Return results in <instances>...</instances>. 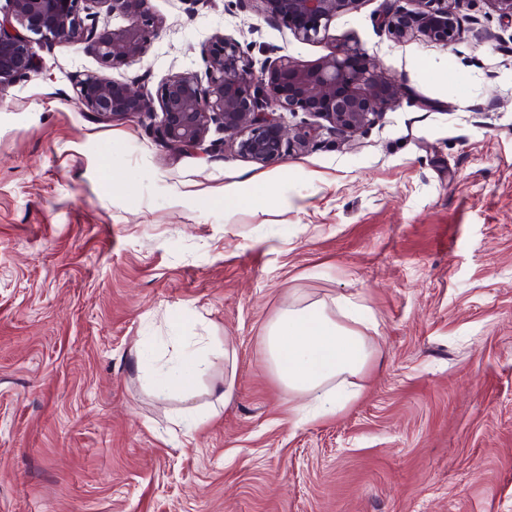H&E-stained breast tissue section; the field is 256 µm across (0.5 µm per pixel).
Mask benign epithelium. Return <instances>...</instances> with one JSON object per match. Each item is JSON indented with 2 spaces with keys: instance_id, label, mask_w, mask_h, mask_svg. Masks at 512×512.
<instances>
[{
  "instance_id": "7a95c632",
  "label": "benign epithelium",
  "mask_w": 512,
  "mask_h": 512,
  "mask_svg": "<svg viewBox=\"0 0 512 512\" xmlns=\"http://www.w3.org/2000/svg\"><path fill=\"white\" fill-rule=\"evenodd\" d=\"M150 0H8L0 15V92L38 70L37 40L82 45L107 67L140 61L162 24ZM261 12L302 41H321L336 16L361 0H257ZM415 8L387 7L380 25L397 43L416 38L446 48L460 39L456 5L461 0H413ZM126 24L99 30L100 16ZM208 83L194 72L167 79L152 97L144 84L97 75L76 80L86 111L102 120L144 114L156 137L182 152L213 154L225 144L242 158L268 166L291 144L309 146L326 130L352 137L395 108L397 80L363 53L343 49L315 67L286 56L267 59L255 70L234 39L217 36L207 60ZM307 112L326 121L292 130L283 113ZM224 138L207 140L211 126Z\"/></svg>"
}]
</instances>
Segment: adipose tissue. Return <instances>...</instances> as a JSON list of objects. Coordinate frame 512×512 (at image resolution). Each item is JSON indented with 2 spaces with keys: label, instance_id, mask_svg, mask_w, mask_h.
Here are the masks:
<instances>
[{
  "label": "adipose tissue",
  "instance_id": "obj_1",
  "mask_svg": "<svg viewBox=\"0 0 512 512\" xmlns=\"http://www.w3.org/2000/svg\"><path fill=\"white\" fill-rule=\"evenodd\" d=\"M262 347L296 413L317 417L337 412V385L362 373L373 357L364 336L317 302L283 308L267 326Z\"/></svg>",
  "mask_w": 512,
  "mask_h": 512
}]
</instances>
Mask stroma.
I'll list each match as a JSON object with an SVG mask.
<instances>
[{
  "instance_id": "stroma-1",
  "label": "stroma",
  "mask_w": 512,
  "mask_h": 512,
  "mask_svg": "<svg viewBox=\"0 0 512 512\" xmlns=\"http://www.w3.org/2000/svg\"><path fill=\"white\" fill-rule=\"evenodd\" d=\"M151 6L140 64L36 42L38 72L0 96V512H512V17L461 0L443 48L392 41L386 0L315 42L256 0ZM219 34L257 63L359 50L399 104L264 167L77 99L78 74L205 75ZM343 299L373 359L342 410L296 423L262 336L287 305ZM228 341L235 395L186 431ZM201 348L195 394L158 399L157 372Z\"/></svg>"
}]
</instances>
